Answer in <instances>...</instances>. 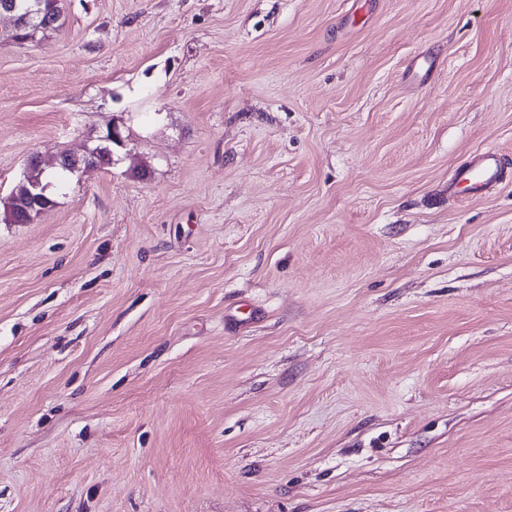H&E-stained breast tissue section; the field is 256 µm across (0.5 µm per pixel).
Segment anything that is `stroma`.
Here are the masks:
<instances>
[{
    "label": "stroma",
    "instance_id": "35a3bbf8",
    "mask_svg": "<svg viewBox=\"0 0 512 512\" xmlns=\"http://www.w3.org/2000/svg\"><path fill=\"white\" fill-rule=\"evenodd\" d=\"M0 20V512H512V0ZM509 165L493 150H484L473 155L460 165L448 181L449 194L460 190L472 196H481L488 189L504 181L509 175ZM56 179V176L43 171L38 164L31 163L24 183L20 184L17 191L12 192V194L3 202L5 220L10 224L30 223L39 215V212L37 210H30V215L27 214L24 208L27 207L25 201V187H30L34 183L46 185L49 182H56Z\"/></svg>",
    "mask_w": 512,
    "mask_h": 512
}]
</instances>
